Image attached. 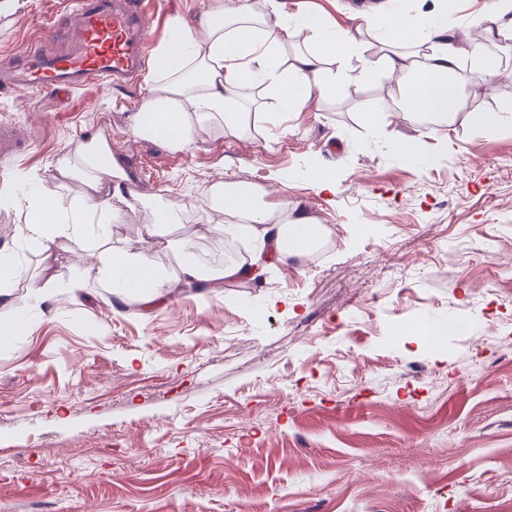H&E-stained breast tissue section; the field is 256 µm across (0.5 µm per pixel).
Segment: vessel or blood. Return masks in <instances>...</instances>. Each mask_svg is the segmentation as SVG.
I'll return each mask as SVG.
<instances>
[{
	"instance_id": "vessel-or-blood-1",
	"label": "vessel or blood",
	"mask_w": 512,
	"mask_h": 512,
	"mask_svg": "<svg viewBox=\"0 0 512 512\" xmlns=\"http://www.w3.org/2000/svg\"><path fill=\"white\" fill-rule=\"evenodd\" d=\"M73 14L61 48H50L48 32L23 47L9 80L13 89L68 93L89 84L108 86L142 71L151 22L144 0H77Z\"/></svg>"
}]
</instances>
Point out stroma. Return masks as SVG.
I'll return each instance as SVG.
<instances>
[{
	"instance_id": "obj_1",
	"label": "stroma",
	"mask_w": 512,
	"mask_h": 512,
	"mask_svg": "<svg viewBox=\"0 0 512 512\" xmlns=\"http://www.w3.org/2000/svg\"><path fill=\"white\" fill-rule=\"evenodd\" d=\"M344 28L378 0H287ZM207 0H150L152 48ZM72 0H19L0 15V57L38 30L62 32ZM145 78L27 98L0 90V121L30 139L0 156V246L13 247L27 325L0 347V512H512V131L462 119L419 129L390 110L379 75L303 112L254 93V131L214 126L184 149L135 136ZM454 143L423 170L394 135ZM105 138L135 189L116 237L165 205L182 222L158 263L177 269L196 225L228 224L211 191L288 185L323 256L254 280L185 284L120 301L77 237L50 257L14 235L33 187L61 209L83 193L57 161ZM330 172L334 192L314 176ZM401 278L387 274L388 267ZM49 284L32 298L31 281ZM464 330L432 351L421 322Z\"/></svg>"
}]
</instances>
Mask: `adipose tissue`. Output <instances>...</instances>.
<instances>
[{
  "mask_svg": "<svg viewBox=\"0 0 512 512\" xmlns=\"http://www.w3.org/2000/svg\"><path fill=\"white\" fill-rule=\"evenodd\" d=\"M264 2L258 15L253 0H210L192 21H172L154 57L149 95L131 117L135 135L185 148L212 124L231 135L246 130L251 114L243 99L253 87L274 93L282 111L302 112L312 98L335 95L337 83L363 79V72L348 66L365 51L361 29L332 30L320 16L288 12L284 0ZM375 16L381 53L372 59L371 67L396 79L401 120L414 121L428 114L445 118L462 112L480 130L505 125L512 115V99L502 101L494 112L470 109L461 84L470 81L487 95L493 80L504 73L498 59L471 43L469 27L482 26L491 39L512 36V0H492L468 23L449 9L448 0H432L430 8L415 10L401 8L398 0H379ZM298 38L303 39L305 50L288 66H281L282 46ZM464 55L471 59L466 79L459 73ZM58 171L63 178L80 179L85 194L80 204L61 216L52 195L37 193L24 214L28 238L48 257L63 240L95 231L102 247L93 256L115 295L122 298L129 294L119 280L124 273L148 281V289L141 293L147 302L158 291L184 283L216 286L256 278L265 259L285 263L306 258L318 231L299 203L261 208L256 204V187L244 193L228 191L218 181L212 186L217 204L245 220L244 230L258 241L261 254L248 267L227 264L206 269L183 261L172 275L155 264L152 252L172 225L179 223L174 211L155 210L151 221L139 225L134 235L109 246L112 226L128 201L126 176L104 139L78 143L59 159Z\"/></svg>",
  "mask_w": 512,
  "mask_h": 512,
  "instance_id": "ef3b65f1",
  "label": "adipose tissue"
}]
</instances>
